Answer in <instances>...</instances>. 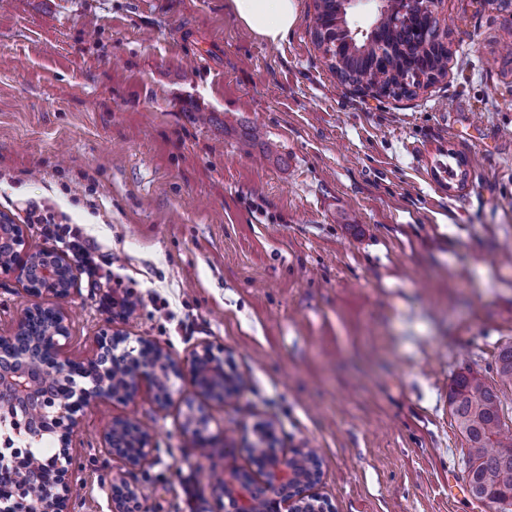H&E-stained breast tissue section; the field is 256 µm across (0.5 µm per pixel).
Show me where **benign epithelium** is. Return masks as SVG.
Wrapping results in <instances>:
<instances>
[{
  "label": "benign epithelium",
  "mask_w": 512,
  "mask_h": 512,
  "mask_svg": "<svg viewBox=\"0 0 512 512\" xmlns=\"http://www.w3.org/2000/svg\"><path fill=\"white\" fill-rule=\"evenodd\" d=\"M360 0H341L343 39L336 47L356 51L364 46L382 53L388 46L387 32L401 28L413 15L437 12L441 0H374L376 18L366 28L357 26L352 15ZM14 277L21 283L27 303L14 332L23 328L29 313L47 309L48 298H64L75 282V268L67 256L54 248H31L25 226L0 215V278ZM54 323L47 335L28 348L0 356V431L5 432L3 447L10 448L13 471L0 483V512H67L76 482L72 475V438L84 409L98 400L125 403L145 392L161 407L174 401L171 377H189L198 395L224 401L223 349L203 344L182 359L161 349L140 363L119 388L111 377L126 367L132 353L145 341L134 339L110 326L95 339L93 354L80 373L69 374L73 364L65 356L70 324L65 312L52 308ZM187 426L195 441L211 447L214 436L208 432L203 415L190 412ZM45 437L57 440L56 452L33 467L36 445ZM107 454L130 468L141 467L152 453L147 431L137 423L121 419L103 437ZM307 458L298 449L268 458L260 468L259 479L243 481L233 472L216 486L224 512H332L325 501L310 491L318 475L308 463L310 477L304 478L296 462ZM40 488L38 509L31 501L33 489ZM113 512H142L138 495L122 487L112 499Z\"/></svg>",
  "instance_id": "7a95c632"
}]
</instances>
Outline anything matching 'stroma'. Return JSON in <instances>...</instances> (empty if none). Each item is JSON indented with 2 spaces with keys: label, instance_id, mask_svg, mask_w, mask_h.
<instances>
[{
  "label": "stroma",
  "instance_id": "stroma-1",
  "mask_svg": "<svg viewBox=\"0 0 512 512\" xmlns=\"http://www.w3.org/2000/svg\"><path fill=\"white\" fill-rule=\"evenodd\" d=\"M315 13L298 0L271 45L224 0H0V214L75 267L67 356L109 324L176 358L223 347L246 377L206 405V458L186 379L165 408L87 407L68 512H111L116 481L144 512H220L212 475L249 466L261 424L278 450L317 449L334 512H473L448 389L479 371L512 426L495 365L512 342V0H442L447 73L399 98L341 83ZM117 417L151 434L149 465L105 454ZM187 426L190 429V431L196 441V445H197V443H199V444H204L206 448L211 447L215 438L208 432L207 422H206L205 417L202 414L197 415L191 409L190 413L187 417ZM206 448H199L201 451V454L205 453Z\"/></svg>",
  "mask_w": 512,
  "mask_h": 512
}]
</instances>
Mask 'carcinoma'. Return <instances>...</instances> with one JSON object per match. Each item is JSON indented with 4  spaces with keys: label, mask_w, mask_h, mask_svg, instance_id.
I'll return each mask as SVG.
<instances>
[{
    "label": "carcinoma",
    "mask_w": 512,
    "mask_h": 512,
    "mask_svg": "<svg viewBox=\"0 0 512 512\" xmlns=\"http://www.w3.org/2000/svg\"><path fill=\"white\" fill-rule=\"evenodd\" d=\"M319 14L326 19L324 30L317 35L318 47L332 53L331 70L365 80L389 91L393 96L413 94V89L427 86L446 74L448 49L435 40L436 26L431 16L413 22L416 38L409 39L404 30L392 38V52L378 56L371 49L361 53L332 51L335 41L338 0H317ZM500 381L512 384V342L503 344L496 356ZM448 406L457 428L468 443V485L470 494L492 503H512V436L504 434L500 401L496 389L479 373L470 369L457 374L448 390Z\"/></svg>",
    "instance_id": "carcinoma-1"
}]
</instances>
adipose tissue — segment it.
I'll return each instance as SVG.
<instances>
[{
    "mask_svg": "<svg viewBox=\"0 0 512 512\" xmlns=\"http://www.w3.org/2000/svg\"><path fill=\"white\" fill-rule=\"evenodd\" d=\"M224 6L246 30L272 45L285 39L298 14V0H225Z\"/></svg>",
    "mask_w": 512,
    "mask_h": 512,
    "instance_id": "ef3b65f1",
    "label": "adipose tissue"
}]
</instances>
